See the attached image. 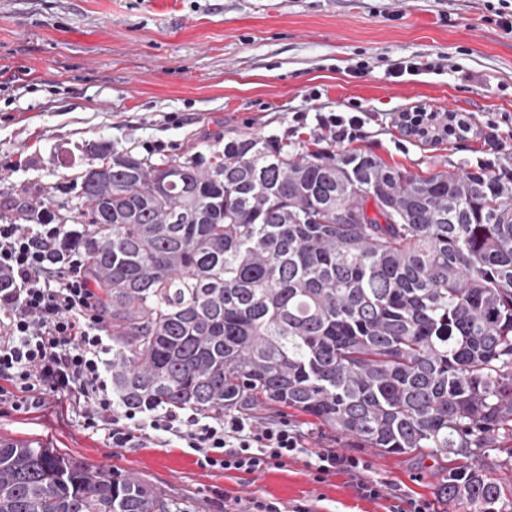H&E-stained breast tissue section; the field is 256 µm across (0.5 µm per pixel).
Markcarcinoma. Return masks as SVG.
<instances>
[{"label":"carcinoma","instance_id":"cac0c4a2","mask_svg":"<svg viewBox=\"0 0 512 512\" xmlns=\"http://www.w3.org/2000/svg\"><path fill=\"white\" fill-rule=\"evenodd\" d=\"M75 214L0 192V217L71 221L101 285L126 409L292 408L387 454L465 457L512 433V176H414L365 152L236 133L209 155L103 141ZM442 494L493 504L473 467ZM0 512H174L39 445L0 440Z\"/></svg>","mask_w":512,"mask_h":512}]
</instances>
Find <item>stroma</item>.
I'll return each mask as SVG.
<instances>
[{
    "mask_svg": "<svg viewBox=\"0 0 512 512\" xmlns=\"http://www.w3.org/2000/svg\"><path fill=\"white\" fill-rule=\"evenodd\" d=\"M486 0H0V190L67 187L87 145L109 141L149 157L220 147L247 132L296 147L371 153L411 175L442 170L512 174V34L490 23ZM402 58L422 70L390 75ZM415 109L463 112L468 138L419 139L399 127ZM360 112L356 137L318 122ZM281 418L305 451L263 473L197 465L177 439L116 448L79 412L50 400L38 410L0 404V439L32 442L119 477L133 476L179 512H239L248 501L294 512H512V437L478 457L386 454L361 448L293 409ZM330 450L367 471L316 480ZM481 467L505 495L460 505L437 488L454 470ZM377 484L378 498L359 486Z\"/></svg>",
    "mask_w": 512,
    "mask_h": 512,
    "instance_id": "1",
    "label": "stroma"
}]
</instances>
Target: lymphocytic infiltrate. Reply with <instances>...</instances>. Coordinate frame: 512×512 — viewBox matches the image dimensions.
Wrapping results in <instances>:
<instances>
[{
  "label": "lymphocytic infiltrate",
  "instance_id": "lymphocytic-infiltrate-1",
  "mask_svg": "<svg viewBox=\"0 0 512 512\" xmlns=\"http://www.w3.org/2000/svg\"><path fill=\"white\" fill-rule=\"evenodd\" d=\"M399 121L422 137L471 131L454 112H404ZM65 235L61 224L0 219V275L11 280L0 288V403L37 409L57 396L106 431L113 447L174 437L205 469L263 472L303 453L300 432L285 420L121 409L109 389L112 348L95 290L61 251Z\"/></svg>",
  "mask_w": 512,
  "mask_h": 512
}]
</instances>
